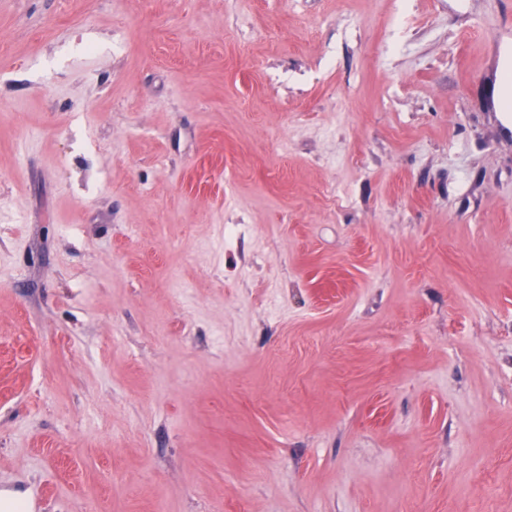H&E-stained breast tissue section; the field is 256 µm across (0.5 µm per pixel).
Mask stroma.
Returning a JSON list of instances; mask_svg holds the SVG:
<instances>
[{
	"label": "stroma",
	"mask_w": 512,
	"mask_h": 512,
	"mask_svg": "<svg viewBox=\"0 0 512 512\" xmlns=\"http://www.w3.org/2000/svg\"><path fill=\"white\" fill-rule=\"evenodd\" d=\"M510 86L512 0H0V495L512 512Z\"/></svg>",
	"instance_id": "obj_1"
}]
</instances>
